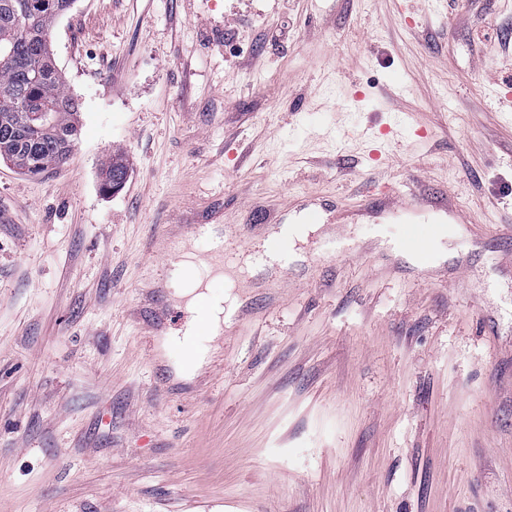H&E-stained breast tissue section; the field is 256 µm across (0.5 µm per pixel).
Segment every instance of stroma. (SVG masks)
<instances>
[{
  "label": "stroma",
  "instance_id": "obj_1",
  "mask_svg": "<svg viewBox=\"0 0 512 512\" xmlns=\"http://www.w3.org/2000/svg\"><path fill=\"white\" fill-rule=\"evenodd\" d=\"M50 42L82 135L0 161V512H512V0H75ZM375 178L452 192L453 259L378 247L436 218L365 211ZM303 207L308 261L175 379L155 225L254 247Z\"/></svg>",
  "mask_w": 512,
  "mask_h": 512
}]
</instances>
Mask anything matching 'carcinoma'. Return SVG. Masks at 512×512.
Returning <instances> with one entry per match:
<instances>
[{"label": "carcinoma", "mask_w": 512, "mask_h": 512, "mask_svg": "<svg viewBox=\"0 0 512 512\" xmlns=\"http://www.w3.org/2000/svg\"><path fill=\"white\" fill-rule=\"evenodd\" d=\"M74 0H0V89L12 90L9 102L0 99V144H8L0 158L28 176H39L68 159L62 147L78 143L81 104L70 94L56 66L48 35ZM48 106L41 124L30 118L28 102ZM122 163L104 166L101 190L113 192L125 182Z\"/></svg>", "instance_id": "1"}]
</instances>
